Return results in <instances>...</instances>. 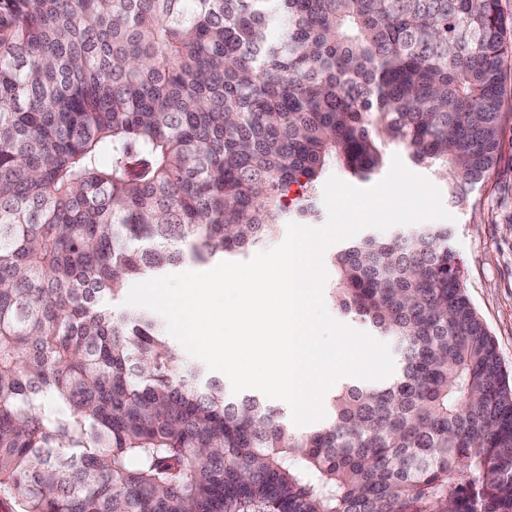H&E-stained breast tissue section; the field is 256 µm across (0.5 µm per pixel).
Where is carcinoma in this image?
Instances as JSON below:
<instances>
[{"label": "carcinoma", "mask_w": 512, "mask_h": 512, "mask_svg": "<svg viewBox=\"0 0 512 512\" xmlns=\"http://www.w3.org/2000/svg\"><path fill=\"white\" fill-rule=\"evenodd\" d=\"M500 0H0V496L15 512H512V373L446 225L343 245L398 345L305 431L181 360L127 283L235 261L383 146L463 205L497 162Z\"/></svg>", "instance_id": "obj_1"}]
</instances>
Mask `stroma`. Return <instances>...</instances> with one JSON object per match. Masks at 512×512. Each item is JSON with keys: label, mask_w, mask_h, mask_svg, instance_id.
I'll list each match as a JSON object with an SVG mask.
<instances>
[{"label": "stroma", "mask_w": 512, "mask_h": 512, "mask_svg": "<svg viewBox=\"0 0 512 512\" xmlns=\"http://www.w3.org/2000/svg\"><path fill=\"white\" fill-rule=\"evenodd\" d=\"M500 148L467 206L447 204L449 245L464 261L465 291L512 371V50L506 53Z\"/></svg>", "instance_id": "stroma-1"}]
</instances>
